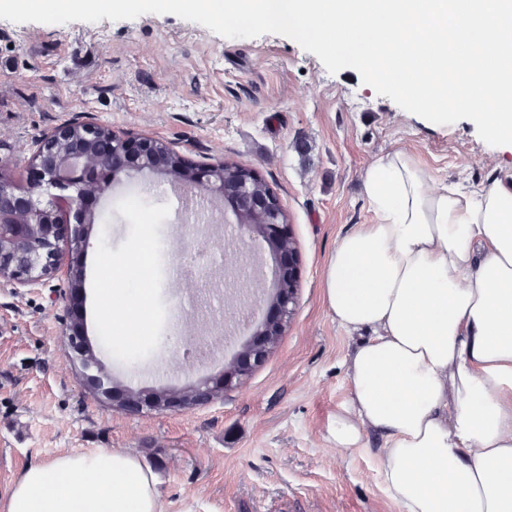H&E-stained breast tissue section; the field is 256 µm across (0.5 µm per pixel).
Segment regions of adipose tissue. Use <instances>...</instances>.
Instances as JSON below:
<instances>
[{
	"instance_id": "obj_1",
	"label": "adipose tissue",
	"mask_w": 512,
	"mask_h": 512,
	"mask_svg": "<svg viewBox=\"0 0 512 512\" xmlns=\"http://www.w3.org/2000/svg\"><path fill=\"white\" fill-rule=\"evenodd\" d=\"M375 215L340 236L324 270L338 325L372 329L346 358L353 385L328 427L339 455L388 439L378 475L402 512H512V177L476 191L436 183L406 151L372 163ZM141 257L113 262L101 319L147 333V288L117 286ZM6 512H160L154 475L123 451L29 467Z\"/></svg>"
}]
</instances>
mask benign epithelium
Returning <instances> with one entry per match:
<instances>
[{
  "instance_id": "7a95c632",
  "label": "benign epithelium",
  "mask_w": 512,
  "mask_h": 512,
  "mask_svg": "<svg viewBox=\"0 0 512 512\" xmlns=\"http://www.w3.org/2000/svg\"><path fill=\"white\" fill-rule=\"evenodd\" d=\"M174 157L186 177L169 180L184 184L212 201L232 199L230 210L241 242L239 253L245 268L254 272L252 243L267 245L274 256V286L263 299L265 318L241 324L242 333L255 339L242 356L231 361L213 384L205 379L187 386L179 396L184 408L206 405L225 390L239 386L262 365L277 347L297 297L296 243L287 224L280 198L269 190L265 195L251 191L257 174L238 166L241 173L228 177L224 161L198 168L189 165L170 145L158 138L118 134L111 128L89 122H68L37 139L30 149L32 182L21 189L0 169V280L19 287H33L66 269L69 298H75L81 283V256L89 245V230L99 216L89 201L103 194L121 176L136 172L149 177L167 172L166 159ZM261 211V224H245L241 216ZM80 320L69 305L64 323L72 350V361L82 368L85 386L107 401L114 387L104 376L101 363L87 336L78 331ZM131 414L149 407H170L165 391H130L120 404Z\"/></svg>"
}]
</instances>
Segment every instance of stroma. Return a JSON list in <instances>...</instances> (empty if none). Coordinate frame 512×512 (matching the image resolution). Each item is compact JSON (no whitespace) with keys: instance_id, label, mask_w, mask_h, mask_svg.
Masks as SVG:
<instances>
[{"instance_id":"1","label":"stroma","mask_w":512,"mask_h":512,"mask_svg":"<svg viewBox=\"0 0 512 512\" xmlns=\"http://www.w3.org/2000/svg\"><path fill=\"white\" fill-rule=\"evenodd\" d=\"M70 121H93L170 144L193 166L224 159L254 169L279 196L297 242V305L276 350L244 385L210 404L132 415L83 384L56 302L58 276L18 288L0 281V510L24 471L61 455L123 450L157 478L163 512H401L377 475L386 446L336 456L327 425L352 394L347 332L323 299L337 238L374 219L365 169L407 150L437 180L476 189L512 175V148L482 140L474 122L430 123L362 84L330 74L294 40L230 39L172 14L66 24L0 19V167L19 185L29 148ZM164 175L123 177L95 210L83 256L84 332L117 384L177 391L218 375L246 341L227 322L243 303L226 284L237 255L225 220L178 224ZM163 243L147 274L149 339L122 347L99 318L107 260L143 238ZM187 275L189 324L176 329L173 267ZM206 350L192 368L176 357Z\"/></svg>"}]
</instances>
